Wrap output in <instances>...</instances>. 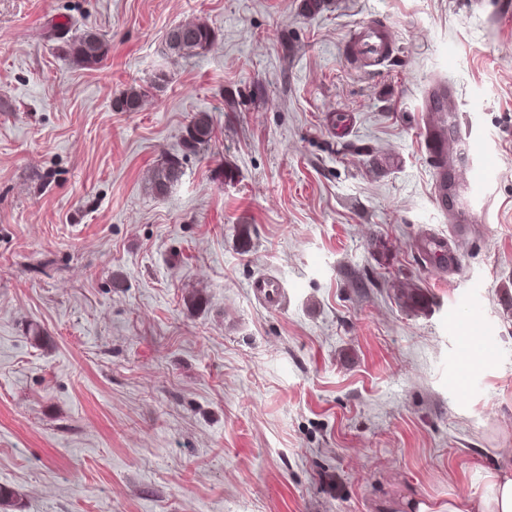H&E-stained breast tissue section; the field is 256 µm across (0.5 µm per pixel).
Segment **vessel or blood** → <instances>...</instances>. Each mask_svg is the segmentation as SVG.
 <instances>
[{"label": "vessel or blood", "instance_id": "obj_1", "mask_svg": "<svg viewBox=\"0 0 512 512\" xmlns=\"http://www.w3.org/2000/svg\"><path fill=\"white\" fill-rule=\"evenodd\" d=\"M352 49L361 59L372 63H384L391 50V37L386 26L367 23L361 26L352 43ZM452 93L446 82L436 83L426 105L430 116L424 123V146L430 160L434 179L432 193L436 199L456 195L460 207L471 221H486L492 203V184L494 169L490 160V150L482 137L465 135V153L468 165L464 170H457L448 154L445 128L448 125L446 105L451 101ZM425 251L439 265L455 268L458 263L456 255L449 250L445 239L428 240ZM462 349H478L480 357L495 358L497 349L490 336H487L479 318H471L466 332L461 338Z\"/></svg>", "mask_w": 512, "mask_h": 512}]
</instances>
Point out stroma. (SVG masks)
I'll list each match as a JSON object with an SVG mask.
<instances>
[{"mask_svg": "<svg viewBox=\"0 0 512 512\" xmlns=\"http://www.w3.org/2000/svg\"><path fill=\"white\" fill-rule=\"evenodd\" d=\"M502 0H0V486L11 512H403L512 465V14ZM216 33L170 52L176 25ZM110 45L87 69L48 30ZM386 24L393 57L354 63ZM161 87H154L157 74ZM493 156L448 276L424 92ZM133 86L142 107L117 112ZM215 135L166 194L191 117ZM233 169V181L224 178ZM264 274L280 304L255 299ZM419 288L427 303L401 299ZM474 304L492 362L467 359ZM471 369L466 392L455 376ZM215 37L211 26L198 21L177 25L168 32L166 41L171 53L177 56H195L208 50ZM351 46L361 59L376 65L382 64L389 57L391 50V37L388 28L368 22L358 29ZM182 159L178 155L168 156L154 171L152 175L153 190L163 195L169 186L181 176ZM423 249L431 255L439 265L443 267L448 266V273H453L455 266L458 264L456 255L448 249L446 240L443 238H436L428 240Z\"/></svg>", "mask_w": 512, "mask_h": 512, "instance_id": "obj_1", "label": "stroma"}]
</instances>
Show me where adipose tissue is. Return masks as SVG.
Listing matches in <instances>:
<instances>
[{
    "instance_id": "1",
    "label": "adipose tissue",
    "mask_w": 512,
    "mask_h": 512,
    "mask_svg": "<svg viewBox=\"0 0 512 512\" xmlns=\"http://www.w3.org/2000/svg\"><path fill=\"white\" fill-rule=\"evenodd\" d=\"M486 489L478 497L449 495L446 502L415 501L411 512H512V468L487 470Z\"/></svg>"
}]
</instances>
